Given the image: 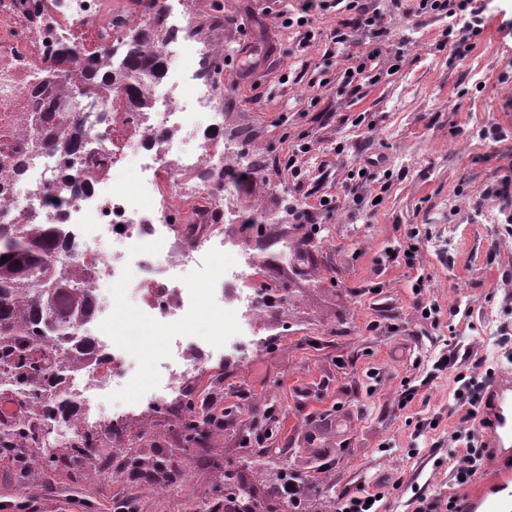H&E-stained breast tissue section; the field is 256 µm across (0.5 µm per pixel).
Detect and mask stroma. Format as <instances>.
I'll return each mask as SVG.
<instances>
[{
	"mask_svg": "<svg viewBox=\"0 0 512 512\" xmlns=\"http://www.w3.org/2000/svg\"><path fill=\"white\" fill-rule=\"evenodd\" d=\"M200 2L224 19L218 78L238 86L224 97L223 133L249 129L250 153L275 161L260 187L240 191L261 224L241 239L223 223L254 258V282L277 286L271 317L248 356L207 363L182 402L159 401L122 434L99 430L97 463L68 448L52 466L33 453L0 457V512H224L228 465L257 491L281 470L301 474L312 484L306 512L378 484L381 512H415L423 496L466 500L472 486L455 487L449 458L465 413L457 377H512L484 333L512 320V0H473L486 23L462 54L441 44L446 20L365 0L389 22L400 68L347 87L335 8L310 16L302 48L276 18L295 0ZM323 196L362 202L317 211L311 224L284 209ZM446 350L460 364L435 370ZM193 400L215 416L236 401L242 410L191 442L178 418ZM131 455L139 469L109 481ZM159 460L182 465V481L153 476Z\"/></svg>",
	"mask_w": 512,
	"mask_h": 512,
	"instance_id": "obj_1",
	"label": "stroma"
}]
</instances>
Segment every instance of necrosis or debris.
<instances>
[{
  "mask_svg": "<svg viewBox=\"0 0 512 512\" xmlns=\"http://www.w3.org/2000/svg\"><path fill=\"white\" fill-rule=\"evenodd\" d=\"M156 19L159 35L150 43L165 60L161 77H144L147 105L140 110L115 109L123 99L114 86L110 99L73 98L56 56L83 55L81 29L95 27L104 65L118 66L138 36L145 18ZM210 21L194 0H135L130 12L106 10L104 0H0V223L26 224L36 219L65 225L71 252L64 269L75 287L88 289L94 312L75 326L78 335L100 345L99 355L74 364L66 351L58 356L67 367L70 394L76 404L111 394L123 418L138 417L157 402V388L171 400L212 360L218 345L238 348L257 325L268 320V289L249 284L253 267L226 241L213 214L230 204L245 218L244 201L227 202L226 157L232 142L217 137L196 142L199 123L224 125L219 90L206 75L224 57V41L200 35ZM48 88L68 102L84 132L75 163L85 180L62 185L61 155L37 144L32 95ZM23 173H16L17 162ZM135 166L134 185L117 177ZM224 254V265L198 286L177 279L203 250ZM134 305L142 324L166 338L164 348L144 361L135 332H117V313ZM225 313L224 337L194 335L188 328L205 309Z\"/></svg>",
  "mask_w": 512,
  "mask_h": 512,
  "instance_id": "necrosis-or-debris-1",
  "label": "necrosis or debris"
}]
</instances>
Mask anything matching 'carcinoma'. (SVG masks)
<instances>
[{
  "mask_svg": "<svg viewBox=\"0 0 512 512\" xmlns=\"http://www.w3.org/2000/svg\"><path fill=\"white\" fill-rule=\"evenodd\" d=\"M164 61L133 45L117 71L101 69L94 52L83 58L73 93L104 98L115 84L124 86V106L139 109L144 93L140 79L162 75ZM40 108V136L44 143L68 155L79 150L82 136L69 127L65 105L48 89L36 90ZM69 235L63 224H0V386L26 389L44 413L28 420L0 421V451L37 448L45 421L57 414L69 421L77 416L71 401L64 367L57 350L45 340L49 333L66 334L78 319L90 314L93 300L86 289L74 288L66 273L53 267L56 255L67 250ZM71 356L83 359L98 352L89 337L69 334ZM190 405L180 418L186 436L199 434L202 424ZM99 447L95 436L83 433L70 448L82 457Z\"/></svg>",
  "mask_w": 512,
  "mask_h": 512,
  "instance_id": "cac0c4a2",
  "label": "carcinoma"
}]
</instances>
